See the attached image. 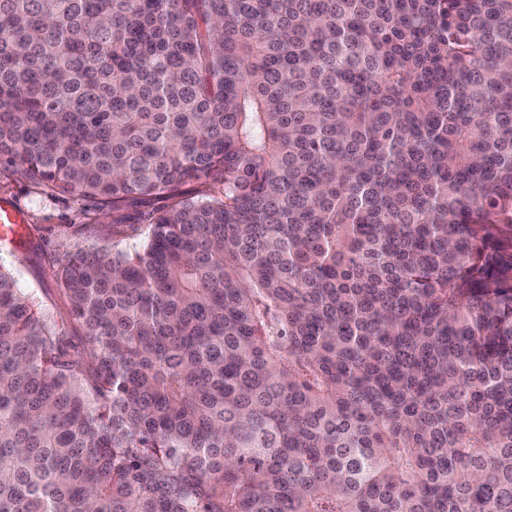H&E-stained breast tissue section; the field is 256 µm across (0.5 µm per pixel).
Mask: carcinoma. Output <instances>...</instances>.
I'll return each mask as SVG.
<instances>
[{"label": "carcinoma", "mask_w": 512, "mask_h": 512, "mask_svg": "<svg viewBox=\"0 0 512 512\" xmlns=\"http://www.w3.org/2000/svg\"><path fill=\"white\" fill-rule=\"evenodd\" d=\"M3 158L168 204L0 265V512H512V0H0Z\"/></svg>", "instance_id": "cac0c4a2"}]
</instances>
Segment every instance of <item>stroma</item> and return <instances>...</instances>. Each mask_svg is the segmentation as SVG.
<instances>
[{
    "mask_svg": "<svg viewBox=\"0 0 512 512\" xmlns=\"http://www.w3.org/2000/svg\"><path fill=\"white\" fill-rule=\"evenodd\" d=\"M2 200L24 213L26 245L0 253V259L12 264L19 288L32 294L42 310L66 316L68 303L51 259L111 246V207L96 199H76L37 188L17 161L0 163Z\"/></svg>",
    "mask_w": 512,
    "mask_h": 512,
    "instance_id": "stroma-1",
    "label": "stroma"
}]
</instances>
